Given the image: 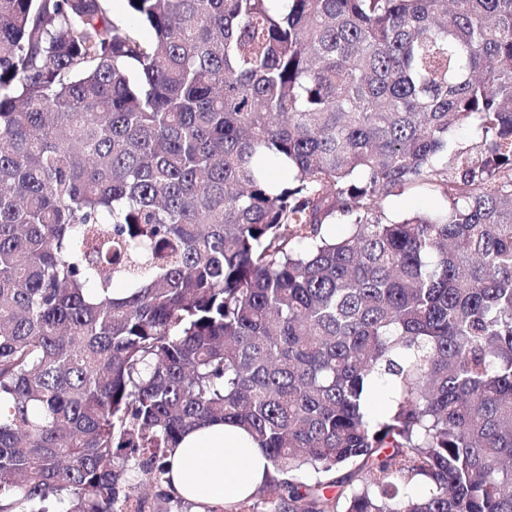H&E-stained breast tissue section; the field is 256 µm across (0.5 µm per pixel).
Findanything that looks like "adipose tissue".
<instances>
[{
  "label": "adipose tissue",
  "mask_w": 512,
  "mask_h": 512,
  "mask_svg": "<svg viewBox=\"0 0 512 512\" xmlns=\"http://www.w3.org/2000/svg\"><path fill=\"white\" fill-rule=\"evenodd\" d=\"M165 488L194 503L195 512H222L260 487L271 466L241 429L220 422L188 432L167 457Z\"/></svg>",
  "instance_id": "obj_1"
}]
</instances>
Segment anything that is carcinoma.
Here are the masks:
<instances>
[{
    "label": "carcinoma",
    "mask_w": 512,
    "mask_h": 512,
    "mask_svg": "<svg viewBox=\"0 0 512 512\" xmlns=\"http://www.w3.org/2000/svg\"><path fill=\"white\" fill-rule=\"evenodd\" d=\"M124 2L0 0V512H512V0ZM442 203L438 197L427 196L422 192L406 191L401 195L390 197L387 213L394 219L413 216L429 209L430 206ZM164 488L196 504L191 512L221 510L255 493L272 468L241 429L220 422L188 432L168 452Z\"/></svg>",
    "instance_id": "obj_1"
}]
</instances>
